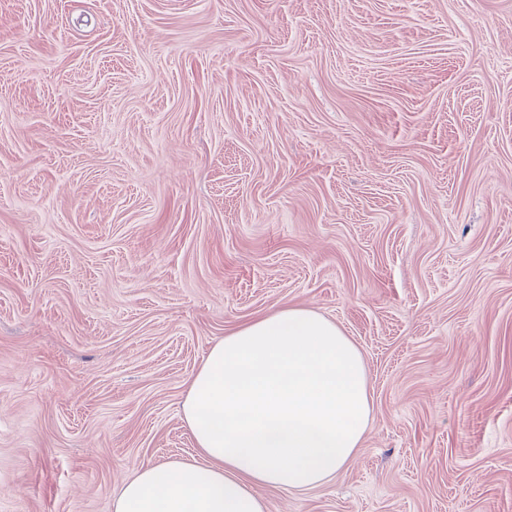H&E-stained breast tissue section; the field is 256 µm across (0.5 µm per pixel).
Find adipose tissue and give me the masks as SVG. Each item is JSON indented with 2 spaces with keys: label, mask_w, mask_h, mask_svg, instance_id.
I'll use <instances>...</instances> for the list:
<instances>
[{
  "label": "adipose tissue",
  "mask_w": 512,
  "mask_h": 512,
  "mask_svg": "<svg viewBox=\"0 0 512 512\" xmlns=\"http://www.w3.org/2000/svg\"><path fill=\"white\" fill-rule=\"evenodd\" d=\"M198 457L139 468L114 512H267L261 487H315L359 448L372 406L355 344L304 307L225 334L186 381Z\"/></svg>",
  "instance_id": "obj_1"
}]
</instances>
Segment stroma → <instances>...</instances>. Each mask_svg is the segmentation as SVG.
<instances>
[{
  "label": "stroma",
  "instance_id": "35a3bbf8",
  "mask_svg": "<svg viewBox=\"0 0 512 512\" xmlns=\"http://www.w3.org/2000/svg\"><path fill=\"white\" fill-rule=\"evenodd\" d=\"M288 306L372 413L268 512H512V0H0V512L195 459L186 379Z\"/></svg>",
  "mask_w": 512,
  "mask_h": 512
}]
</instances>
